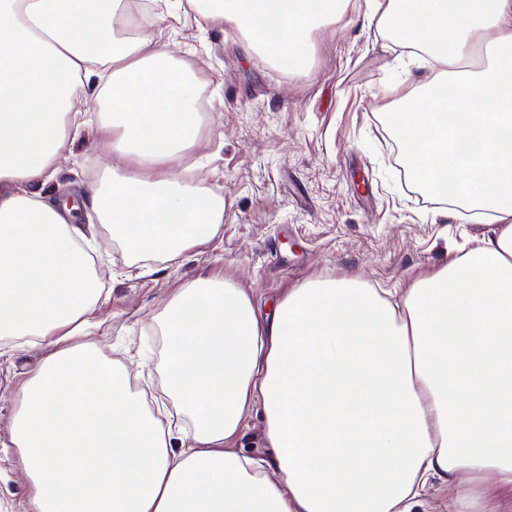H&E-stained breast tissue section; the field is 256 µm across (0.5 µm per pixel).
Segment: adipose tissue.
I'll return each mask as SVG.
<instances>
[{"label": "adipose tissue", "mask_w": 512, "mask_h": 512, "mask_svg": "<svg viewBox=\"0 0 512 512\" xmlns=\"http://www.w3.org/2000/svg\"><path fill=\"white\" fill-rule=\"evenodd\" d=\"M345 2L215 14L300 68L311 26ZM368 14L440 67L396 110L408 168L496 229L396 303L317 279L264 316L230 280L185 284L159 323L165 393L192 422L177 450L125 370L80 342L102 292L90 241L28 186L54 178L78 87L98 89L101 140L121 134L89 200L101 224L137 260L210 241L223 198L168 168L197 143V82L153 42L158 17L130 20L124 0H0V329L51 346L10 425L33 512H427L432 480L448 512H512V0H368ZM480 42L487 66L464 67ZM257 407L270 462L235 446Z\"/></svg>", "instance_id": "1"}]
</instances>
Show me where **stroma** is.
Segmentation results:
<instances>
[{"label":"stroma","mask_w":512,"mask_h":512,"mask_svg":"<svg viewBox=\"0 0 512 512\" xmlns=\"http://www.w3.org/2000/svg\"><path fill=\"white\" fill-rule=\"evenodd\" d=\"M152 35L175 65L199 81L200 138L175 174L224 199L210 242L177 261L131 262L89 210L101 301L85 339L125 367L167 419L158 318L177 288L200 276L228 278L264 311L313 278H351L390 292L456 257L458 246L491 235L485 214L449 217L447 201L405 175L390 111L418 81L433 77L405 47L367 20L366 0L311 34L313 63L281 69L250 50L221 20H203L188 0H156ZM88 120L68 136L54 179L35 184L48 199L100 188L106 148L96 135L103 101L87 98ZM45 356L33 336L0 335V512H32L22 463L9 448L19 385Z\"/></svg>","instance_id":"35a3bbf8"}]
</instances>
